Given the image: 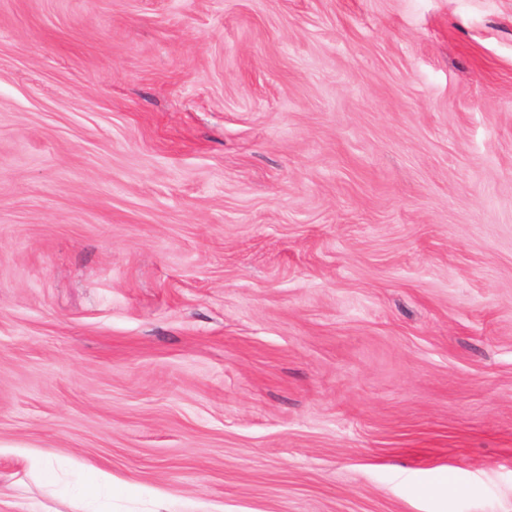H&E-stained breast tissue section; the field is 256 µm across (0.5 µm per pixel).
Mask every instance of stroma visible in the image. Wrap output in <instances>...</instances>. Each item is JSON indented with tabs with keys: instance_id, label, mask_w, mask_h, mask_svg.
<instances>
[{
	"instance_id": "stroma-1",
	"label": "stroma",
	"mask_w": 512,
	"mask_h": 512,
	"mask_svg": "<svg viewBox=\"0 0 512 512\" xmlns=\"http://www.w3.org/2000/svg\"><path fill=\"white\" fill-rule=\"evenodd\" d=\"M29 449L512 512V0H0V512H76Z\"/></svg>"
}]
</instances>
